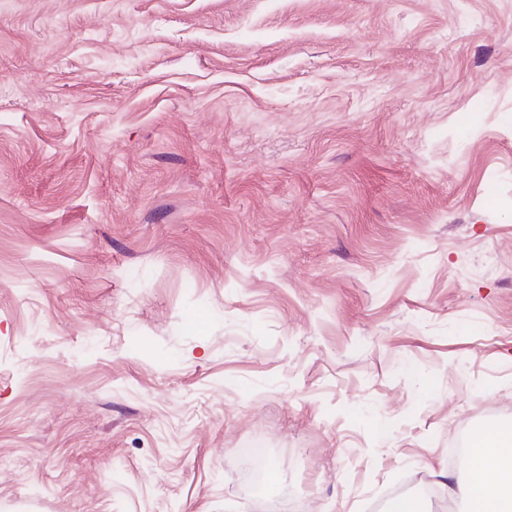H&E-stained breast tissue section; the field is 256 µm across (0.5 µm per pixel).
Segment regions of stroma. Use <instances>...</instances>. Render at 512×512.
<instances>
[{"instance_id": "35a3bbf8", "label": "stroma", "mask_w": 512, "mask_h": 512, "mask_svg": "<svg viewBox=\"0 0 512 512\" xmlns=\"http://www.w3.org/2000/svg\"><path fill=\"white\" fill-rule=\"evenodd\" d=\"M512 424V0H0V512H374Z\"/></svg>"}]
</instances>
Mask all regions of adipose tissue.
<instances>
[{"mask_svg": "<svg viewBox=\"0 0 512 512\" xmlns=\"http://www.w3.org/2000/svg\"><path fill=\"white\" fill-rule=\"evenodd\" d=\"M454 493L465 512H512L511 425H495L473 435L464 476Z\"/></svg>", "mask_w": 512, "mask_h": 512, "instance_id": "1", "label": "adipose tissue"}]
</instances>
